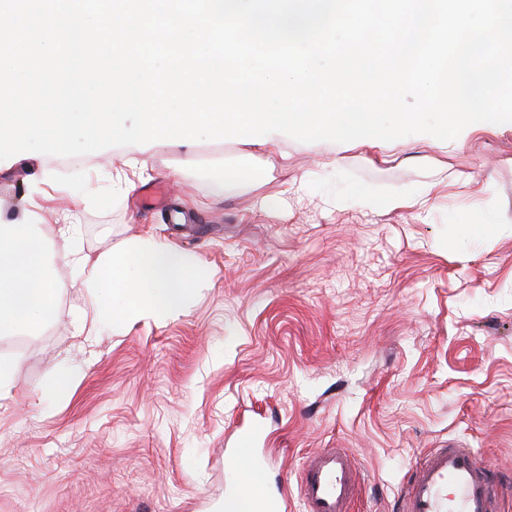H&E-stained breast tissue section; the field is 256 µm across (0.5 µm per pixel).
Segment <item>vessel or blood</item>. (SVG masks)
Here are the masks:
<instances>
[{"mask_svg": "<svg viewBox=\"0 0 512 512\" xmlns=\"http://www.w3.org/2000/svg\"><path fill=\"white\" fill-rule=\"evenodd\" d=\"M358 470L349 449L327 448L306 461L298 481L305 512H351ZM499 490L491 468L468 448H434L415 460L400 489L397 512H497ZM285 512V493L274 494L236 476L222 512Z\"/></svg>", "mask_w": 512, "mask_h": 512, "instance_id": "obj_1", "label": "vessel or blood"}]
</instances>
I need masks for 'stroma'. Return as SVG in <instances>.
<instances>
[{"label": "stroma", "instance_id": "obj_1", "mask_svg": "<svg viewBox=\"0 0 512 512\" xmlns=\"http://www.w3.org/2000/svg\"><path fill=\"white\" fill-rule=\"evenodd\" d=\"M81 161L0 160V216L21 217L49 171L37 229L51 251L69 213L89 257L152 236L199 272L184 314L78 336L87 292L55 263L56 314L0 335V362L18 365L0 395V512H215L225 457L255 423L263 483L287 489L288 512H304L298 478L322 449L352 451L355 512H396L415 458L443 444L488 459L512 512L511 124L460 150L407 136L384 149L175 139ZM161 183L166 207L139 208ZM428 189L424 212L349 204ZM55 371L75 378L43 399Z\"/></svg>", "mask_w": 512, "mask_h": 512}]
</instances>
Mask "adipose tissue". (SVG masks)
<instances>
[{
	"mask_svg": "<svg viewBox=\"0 0 512 512\" xmlns=\"http://www.w3.org/2000/svg\"><path fill=\"white\" fill-rule=\"evenodd\" d=\"M34 216L0 218V335L35 330L55 308V276L39 241ZM70 264L88 293L92 318L119 324L179 315L190 304L192 260L188 253L147 237L129 248Z\"/></svg>",
	"mask_w": 512,
	"mask_h": 512,
	"instance_id": "ef3b65f1",
	"label": "adipose tissue"
}]
</instances>
